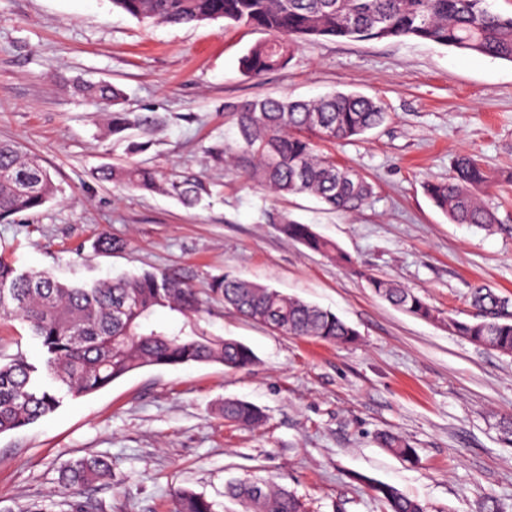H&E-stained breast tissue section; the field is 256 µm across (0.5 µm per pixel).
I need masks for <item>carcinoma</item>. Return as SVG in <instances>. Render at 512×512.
<instances>
[{
    "label": "carcinoma",
    "mask_w": 512,
    "mask_h": 512,
    "mask_svg": "<svg viewBox=\"0 0 512 512\" xmlns=\"http://www.w3.org/2000/svg\"><path fill=\"white\" fill-rule=\"evenodd\" d=\"M113 7L141 22L191 25L223 19L273 36L242 59L244 72L261 76L285 67L301 42L317 38L349 41L412 38L474 55L512 62V15L491 10L489 0H111ZM79 93L117 104L121 93L109 83L79 86ZM227 111L239 139L217 152L242 164L246 177L281 195L307 194L325 209L351 214L374 187L357 169L337 164L318 151L321 142L350 140L382 124L388 113L381 100L357 93L316 99L265 97L232 104ZM112 133L146 124L147 117L105 113ZM100 179L129 190L163 192L191 207L201 200L199 184L161 177L130 161L105 168ZM491 176L477 159L462 155L446 181H429L425 191L453 224L490 231L495 214L476 197ZM58 193L50 170L34 154L0 141V222L12 223L34 212ZM281 232L308 250L339 264L353 260L336 243L309 224L279 216ZM379 298L408 314L436 319V311L419 295L384 277L365 275ZM211 291L224 305L256 323L273 322L283 334L333 343H350L357 332L334 312L267 285L226 273L215 277ZM478 314L471 320L448 319V333L500 352L512 353V301L486 288L471 295ZM159 309L190 324L160 331L150 325ZM202 312L198 292L176 274L144 271L81 286L61 283L47 273L23 272L0 258V318L26 323L38 341L43 363L19 352L0 362V433L20 429L54 413L63 396L94 393L132 371L149 366L222 364L230 371L249 369L254 351L231 338L214 336L196 324ZM224 421L257 427L266 420L250 402L226 399ZM383 447L411 461L415 449L398 436L383 433ZM112 479V460L85 456L59 472L64 490ZM374 496L388 512H426L416 499L392 485L371 482ZM224 494L241 512H306L288 488L262 479L230 480ZM174 512H215L213 503L189 489L174 492Z\"/></svg>",
    "instance_id": "cac0c4a2"
}]
</instances>
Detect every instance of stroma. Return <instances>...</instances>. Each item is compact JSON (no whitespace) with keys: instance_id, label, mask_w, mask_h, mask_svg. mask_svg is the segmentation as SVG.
I'll list each match as a JSON object with an SVG mask.
<instances>
[{"instance_id":"1","label":"stroma","mask_w":512,"mask_h":512,"mask_svg":"<svg viewBox=\"0 0 512 512\" xmlns=\"http://www.w3.org/2000/svg\"><path fill=\"white\" fill-rule=\"evenodd\" d=\"M267 38L221 20L147 24L111 0H0V141L37 155L62 188L0 224V256L70 284L176 273L204 301L199 327L257 357L244 371L140 369L0 434V512H66L59 471L86 455L116 463L111 482L80 492L87 512H174L177 488L236 512L224 485L245 477L293 490L309 512H386L370 479L427 512H479L488 497L512 512V354L448 332L449 318L474 316L473 288L512 299V63L412 39H317L286 67L250 77L241 59ZM79 80L112 83L122 109L151 117L133 132L147 145L137 162L200 183L197 206L97 178L127 162V143L108 131L104 104L75 92ZM335 91L379 97L390 114L365 136L319 146L373 184L356 214L273 195L213 159L235 133L225 104ZM461 154L496 177L479 196L497 230L450 223L424 191ZM278 214L312 225L353 267L288 239L271 221ZM104 230L123 248L94 252ZM226 271L331 310L357 339L327 343L246 321L210 291ZM369 274L413 290L440 319L375 296ZM227 398L261 407L266 423L228 426ZM384 431L408 441L416 460L382 448Z\"/></svg>"}]
</instances>
